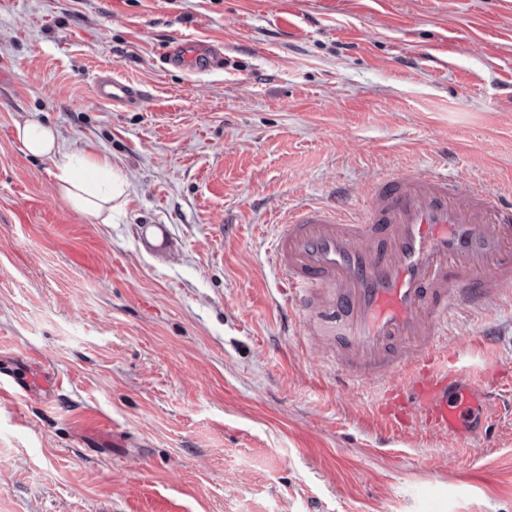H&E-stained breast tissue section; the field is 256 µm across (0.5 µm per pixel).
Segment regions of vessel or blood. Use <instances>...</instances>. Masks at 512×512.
<instances>
[{
  "instance_id": "vessel-or-blood-1",
  "label": "vessel or blood",
  "mask_w": 512,
  "mask_h": 512,
  "mask_svg": "<svg viewBox=\"0 0 512 512\" xmlns=\"http://www.w3.org/2000/svg\"><path fill=\"white\" fill-rule=\"evenodd\" d=\"M211 48L176 42L173 60L196 65ZM89 91L130 106L141 93L104 71ZM269 260L281 288L331 350L338 387L367 382L387 431L409 425L456 438L482 434L476 408L496 403L448 357L449 327L494 296L512 300V202L462 186L444 163L378 179L352 208L344 190L287 210L272 226Z\"/></svg>"
}]
</instances>
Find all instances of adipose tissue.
Wrapping results in <instances>:
<instances>
[{"instance_id": "1", "label": "adipose tissue", "mask_w": 512, "mask_h": 512, "mask_svg": "<svg viewBox=\"0 0 512 512\" xmlns=\"http://www.w3.org/2000/svg\"><path fill=\"white\" fill-rule=\"evenodd\" d=\"M16 137L26 151L39 158H54L59 150L56 130L29 121L16 127ZM62 196L75 209L87 212L103 223H111L114 211L126 202L129 181L119 167L105 155H69L56 175Z\"/></svg>"}]
</instances>
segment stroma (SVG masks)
<instances>
[{
	"mask_svg": "<svg viewBox=\"0 0 512 512\" xmlns=\"http://www.w3.org/2000/svg\"><path fill=\"white\" fill-rule=\"evenodd\" d=\"M178 36L218 62L170 65ZM105 70L144 104L93 99ZM25 121L126 172L111 223ZM443 151L512 198V0H0V374L56 379L0 382V512H512V415L379 445L267 262L290 207ZM448 351L512 400V302ZM16 137L34 157L53 159L59 151L57 131L43 123L29 121L18 124Z\"/></svg>",
	"mask_w": 512,
	"mask_h": 512,
	"instance_id": "stroma-1",
	"label": "stroma"
}]
</instances>
